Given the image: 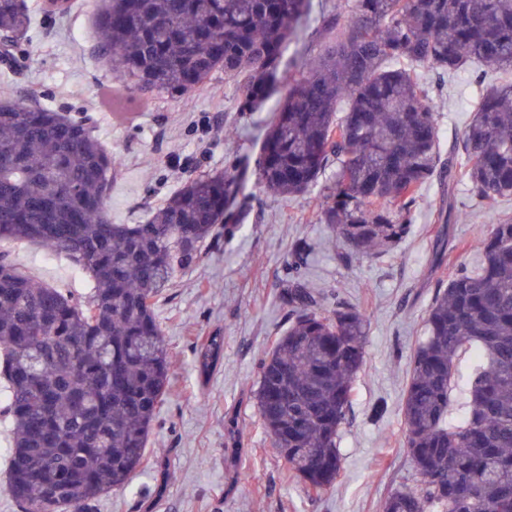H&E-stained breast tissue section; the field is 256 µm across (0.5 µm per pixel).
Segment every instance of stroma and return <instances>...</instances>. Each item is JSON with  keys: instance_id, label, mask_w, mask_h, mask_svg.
<instances>
[{"instance_id": "stroma-1", "label": "stroma", "mask_w": 512, "mask_h": 512, "mask_svg": "<svg viewBox=\"0 0 512 512\" xmlns=\"http://www.w3.org/2000/svg\"><path fill=\"white\" fill-rule=\"evenodd\" d=\"M94 21L92 0H74L63 18L32 13L29 38L21 45L22 69L0 66V99L28 91L57 111L94 116L99 140L121 160L106 200L112 223H142L191 178L222 172L232 155H256L279 100L271 98L261 112H237L231 83L220 72L189 102L145 100L133 91L127 112H108L100 94L114 80L94 53ZM479 91L470 72L435 81L443 151L459 139ZM229 124L238 128L235 141L210 132ZM330 181L323 174L312 192L284 201L249 177L259 206L244 216L234 237L207 241L159 298L156 315L172 352L169 394L149 437L144 468L125 489L102 496L94 512H142L147 497L154 512H382L390 493L415 486L402 393L422 319L438 281L475 261L480 231L512 216V197L490 208L466 185H458L451 201L439 185H425L399 247L346 266L335 238L317 220ZM449 203L458 219L439 223L437 214ZM300 239L310 246L307 281L316 295L327 305L343 298L370 320L339 442L342 470L333 489L316 500L265 438L253 398L258 364L284 327L286 267ZM7 249L26 275L77 297L87 293L85 277L64 255L46 260L42 248L26 242ZM217 330L224 335V358L202 382L192 348ZM232 416L248 432L237 457L227 444Z\"/></svg>"}]
</instances>
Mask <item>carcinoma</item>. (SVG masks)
Segmentation results:
<instances>
[{
  "instance_id": "1",
  "label": "carcinoma",
  "mask_w": 512,
  "mask_h": 512,
  "mask_svg": "<svg viewBox=\"0 0 512 512\" xmlns=\"http://www.w3.org/2000/svg\"><path fill=\"white\" fill-rule=\"evenodd\" d=\"M96 44L121 95L188 101L218 71L239 112L284 92L255 158L267 190L310 192L332 165L318 222L350 264L395 250L420 190L462 182L483 203L512 197V79L489 84L454 153L443 157L426 75L512 74V0H336L338 29L314 56L302 38L314 0H94ZM25 0H0L1 55L28 35ZM117 161L87 116L0 100V245L30 240L88 279L78 299L25 275L0 249V374L13 442L7 490L19 512H92L141 467L167 398L171 354L155 303L219 230L231 237L254 196L250 159L196 176L142 224L105 211ZM308 244L288 263V327L260 361L259 426L311 496L334 487L338 448L363 367L369 318L322 303L305 283ZM463 416L451 422L462 357ZM224 336L196 343L204 381ZM406 447L419 478L383 512H512V217L479 234L477 261L437 284L402 395ZM232 452L245 431L228 424Z\"/></svg>"
}]
</instances>
